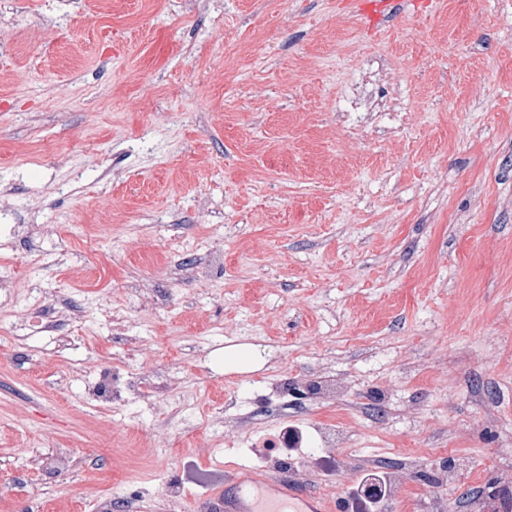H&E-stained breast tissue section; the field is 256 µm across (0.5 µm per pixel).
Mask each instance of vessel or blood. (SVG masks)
<instances>
[{
    "instance_id": "b4317fda",
    "label": "vessel or blood",
    "mask_w": 512,
    "mask_h": 512,
    "mask_svg": "<svg viewBox=\"0 0 512 512\" xmlns=\"http://www.w3.org/2000/svg\"><path fill=\"white\" fill-rule=\"evenodd\" d=\"M220 512H327V506L319 494L249 472L226 479Z\"/></svg>"
}]
</instances>
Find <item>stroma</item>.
Instances as JSON below:
<instances>
[{"instance_id": "stroma-1", "label": "stroma", "mask_w": 512, "mask_h": 512, "mask_svg": "<svg viewBox=\"0 0 512 512\" xmlns=\"http://www.w3.org/2000/svg\"><path fill=\"white\" fill-rule=\"evenodd\" d=\"M361 2L0 8V512H200L242 468L336 505L367 467L381 512H512V0ZM331 418L333 466L267 467ZM250 352L244 354L240 345L231 344L224 346V370L225 372L250 373L261 370L267 363L265 355L258 346L249 345Z\"/></svg>"}]
</instances>
